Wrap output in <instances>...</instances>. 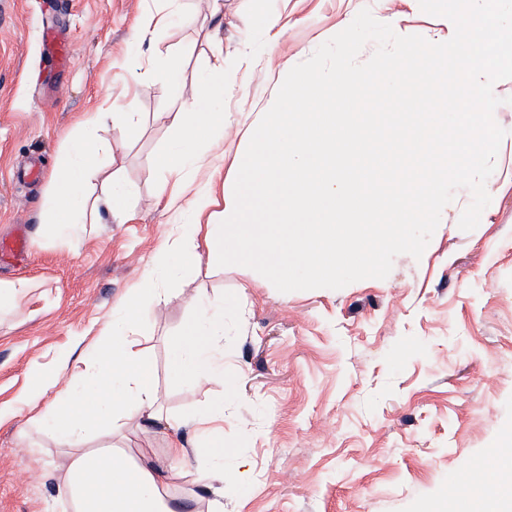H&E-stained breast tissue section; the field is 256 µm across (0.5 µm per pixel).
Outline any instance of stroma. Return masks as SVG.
<instances>
[{
	"label": "stroma",
	"mask_w": 512,
	"mask_h": 512,
	"mask_svg": "<svg viewBox=\"0 0 512 512\" xmlns=\"http://www.w3.org/2000/svg\"><path fill=\"white\" fill-rule=\"evenodd\" d=\"M164 0H0V240L24 233L20 256H0V283L32 284L0 314V512H73L57 492L66 461L49 434L18 431L37 412L38 374L85 370L80 350L136 284L205 185L221 189L245 160L273 93L291 72L375 70L399 58L397 35L434 49L447 35L441 0H180L181 14L142 43ZM397 15L395 27L377 21ZM285 33L269 41L263 18ZM352 21L349 46L332 40ZM71 45L62 67L42 30ZM223 82L224 142L176 206L156 203L170 114ZM492 153L466 158L469 178L441 176L433 218L407 229L373 268L337 260L320 277L283 276L248 259L200 264L169 278L176 298L144 308L138 343L153 361L163 413L201 410L215 390L177 381L170 361L189 298L224 301V486L191 449L182 478L164 485L195 512H457L460 478L512 442V71L497 89ZM126 101L143 121L131 139L94 127L107 168L132 190L135 220L85 225L67 246L40 232L44 197L64 172L65 137L89 112ZM172 430L131 424L115 444L166 464Z\"/></svg>",
	"instance_id": "1"
}]
</instances>
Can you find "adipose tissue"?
Segmentation results:
<instances>
[{"label":"adipose tissue","mask_w":512,"mask_h":512,"mask_svg":"<svg viewBox=\"0 0 512 512\" xmlns=\"http://www.w3.org/2000/svg\"><path fill=\"white\" fill-rule=\"evenodd\" d=\"M442 23L453 32L451 46L425 50L404 40L402 69L387 62L380 66L387 79L381 109L389 116L403 89L437 83L446 67L459 77V96L422 103L391 131L392 146L413 162L416 174L388 178L382 155L371 147L375 129L370 112H355L351 126L339 121L341 105L354 102L352 89L370 87L374 77L345 67L323 80L308 72L289 74L290 98L277 97L270 104L279 123L249 136L248 161L235 171V182L226 186L223 200H216L210 190L198 191L191 224L172 229L137 287L119 302L118 319L99 327L96 346L83 354L89 370L70 374L62 390L56 375L39 381L33 396L47 404L34 423L69 451L58 491L74 512H172L160 489L164 476L156 468L130 462L111 447L86 444L92 433L103 429L115 434L133 418L153 426L166 423L175 430L168 442L170 462L183 459L194 442L205 443L213 460L210 485L217 490L224 483L223 402L167 421L157 409L155 367L136 348L141 309L172 298L159 277L170 267V251L178 252L183 267L203 257L219 264L246 257L278 275L301 261L326 275L335 270L340 255L370 265L379 243L403 238L407 225L430 221L438 170L467 175L462 157L494 147L497 78L512 66V0H446ZM223 96V86H214L208 103L184 105L173 113L176 138L158 158L166 177L183 182L203 164L210 144L223 140L224 115L209 106ZM434 113L453 115L454 128L429 127ZM108 121L131 136L140 128L126 104L114 103L107 111L79 119V132L67 138L61 155L65 177L45 200L46 222L57 243L78 239L89 218L100 214L120 222L135 216L119 173H112L101 196L88 195L107 148L82 131ZM338 152L355 156L354 178L327 166L328 157ZM257 170L262 177L254 180L252 192H239L237 183L253 180ZM192 305L195 313L182 329L173 370L197 387L223 384L224 303L196 298ZM181 429L187 430V437H178Z\"/></svg>","instance_id":"1"}]
</instances>
